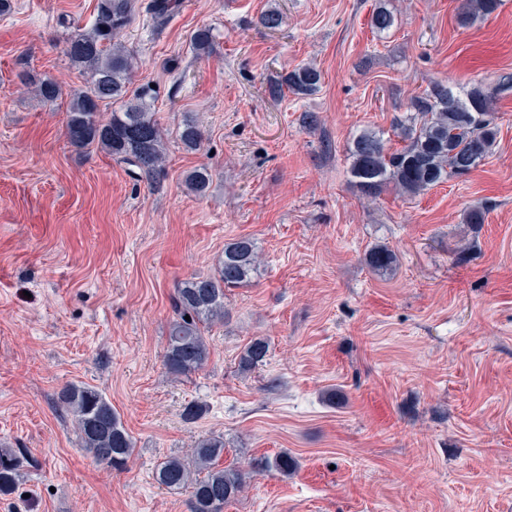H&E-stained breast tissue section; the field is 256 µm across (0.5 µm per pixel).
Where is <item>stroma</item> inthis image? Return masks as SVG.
<instances>
[{
	"mask_svg": "<svg viewBox=\"0 0 512 512\" xmlns=\"http://www.w3.org/2000/svg\"><path fill=\"white\" fill-rule=\"evenodd\" d=\"M124 37L135 80L155 85L166 131L160 185L97 146L71 144L66 112L85 83L64 52L96 0H12L0 16V446L25 461L0 512H189L156 479L206 434L249 473L224 512H512V92L494 101L493 153L414 197H362L348 145L430 83L512 76V0L461 25V0H179ZM279 10L270 31L261 13ZM213 35L210 54L190 38ZM316 67L313 95L270 99V80ZM63 89L46 103L21 81ZM316 113L303 126L300 116ZM199 118L188 152L175 132ZM208 167L204 196L185 178ZM486 210L480 229L468 212ZM262 263L227 291L210 358L190 377L163 364L171 298L214 273L226 242ZM389 247L395 271L364 262ZM264 363L238 369L245 346ZM111 401L134 441L124 469L96 463L56 404L64 385ZM199 402L200 418L185 408ZM288 453L294 474L253 473ZM268 353V345L264 339H253L242 351L238 361L241 372H249L261 365Z\"/></svg>",
	"mask_w": 512,
	"mask_h": 512,
	"instance_id": "obj_1",
	"label": "stroma"
}]
</instances>
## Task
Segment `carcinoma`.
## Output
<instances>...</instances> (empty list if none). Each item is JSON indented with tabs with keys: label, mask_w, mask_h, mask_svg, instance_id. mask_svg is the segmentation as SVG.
I'll return each instance as SVG.
<instances>
[{
	"label": "carcinoma",
	"mask_w": 512,
	"mask_h": 512,
	"mask_svg": "<svg viewBox=\"0 0 512 512\" xmlns=\"http://www.w3.org/2000/svg\"><path fill=\"white\" fill-rule=\"evenodd\" d=\"M501 2L463 0L461 24L493 15ZM141 8L160 28L176 5L175 0H149L143 7L137 5V0H97L91 25L77 27L69 34L66 54L86 76V84L71 95L66 129L73 145H96L155 184L166 165L165 137L155 117L158 92L149 84L133 81V56L118 42ZM394 24L392 11L382 3L376 4L371 14L372 28L383 34ZM191 41L197 53H207L212 34L201 29ZM320 83L321 72L316 67L300 66L268 83L265 93L275 100L287 91L305 97L315 93ZM28 84L35 86L46 102L54 101L61 93L59 85L47 77ZM511 88L512 79L506 77L495 85L476 83L458 89L443 81L432 82L423 93L409 99L407 111L396 119L393 132L401 139V147H388L380 132H363L353 139L349 158L354 185L367 198L380 196L388 187L412 197L452 177L468 175L495 146L498 129L492 105L496 97ZM106 110L109 115L105 118ZM203 137L194 117L184 119L178 127V139L188 152L199 150ZM210 180L209 169L199 167L190 172L187 186L200 196ZM364 261L380 275L392 273L396 266L395 254L381 246L371 248ZM260 264L257 243L238 238L224 246L214 274L191 277L178 285L171 299L173 317L164 354L168 373L188 377L206 365L210 348L205 332L224 321L225 292L249 284ZM267 353L266 341L253 339L240 354V371L249 372L261 365ZM57 401L72 416L81 447L96 462L113 469L125 465L133 452L132 437L100 390L67 384L58 392ZM21 464L13 449L0 448V492L13 487ZM255 468L288 474L295 469V461L280 453L258 460ZM156 475L158 482L169 489L189 491V512H224V506L246 486L245 472L233 464L224 465V437L215 434L199 438L188 458H165L158 464Z\"/></svg>",
	"instance_id": "1"
}]
</instances>
